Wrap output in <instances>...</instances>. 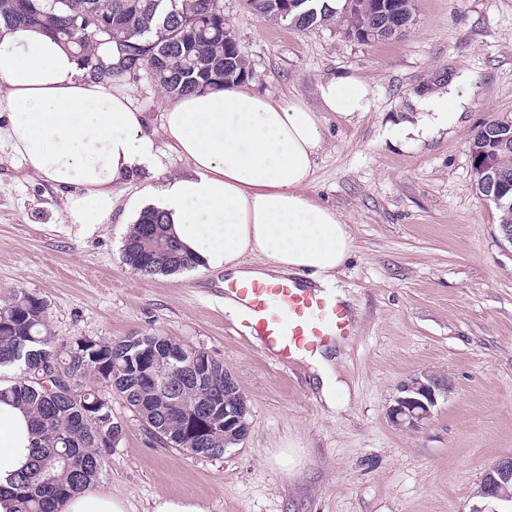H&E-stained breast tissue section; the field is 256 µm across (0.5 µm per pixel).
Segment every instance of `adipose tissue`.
<instances>
[{"label":"adipose tissue","mask_w":512,"mask_h":512,"mask_svg":"<svg viewBox=\"0 0 512 512\" xmlns=\"http://www.w3.org/2000/svg\"><path fill=\"white\" fill-rule=\"evenodd\" d=\"M465 78L420 99L404 132L452 125L471 100ZM320 111L302 100L258 93L239 83L166 99L160 134L147 131L128 95L88 80L71 50L40 29L0 34V149L18 170L65 194L79 230L109 223L112 187L155 168L162 149L187 164L126 206L168 218L169 231L203 270L225 281L296 273L324 289L353 250L349 224L313 199L322 115L368 111L369 84L331 75L317 84ZM32 442L24 409L0 402V485L26 468Z\"/></svg>","instance_id":"adipose-tissue-1"}]
</instances>
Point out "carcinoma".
Returning <instances> with one entry per match:
<instances>
[{
    "mask_svg": "<svg viewBox=\"0 0 512 512\" xmlns=\"http://www.w3.org/2000/svg\"><path fill=\"white\" fill-rule=\"evenodd\" d=\"M259 14L275 19L282 0H250ZM345 23L347 34L363 42L379 40L376 0H301L288 25L309 28ZM42 28L74 48L90 79L110 83L147 68L161 91L188 95L227 82H242L250 71L224 13L213 0H0V27ZM474 156L489 152L496 169L512 181V121L490 119L470 142ZM124 263L143 276L175 274L195 267L168 232L164 214L143 211L123 249ZM48 305L24 288L0 300V371L14 380L0 388V401L31 415V464L8 487L0 486L7 512H64L66 502L94 483L106 456L125 430L112 418L116 396L144 426H155L174 449L196 455L224 454L223 415L193 418L200 400L224 402L240 388L229 384L224 363L201 347L167 336L86 337L58 341L48 327ZM193 354L208 364L203 378L184 368L175 354ZM164 376L167 386L144 380L141 362Z\"/></svg>",
    "mask_w": 512,
    "mask_h": 512,
    "instance_id": "carcinoma-1",
    "label": "carcinoma"
}]
</instances>
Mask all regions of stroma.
Masks as SVG:
<instances>
[{"label":"stroma","instance_id":"stroma-1","mask_svg":"<svg viewBox=\"0 0 512 512\" xmlns=\"http://www.w3.org/2000/svg\"><path fill=\"white\" fill-rule=\"evenodd\" d=\"M414 5L404 35L365 43L339 22L298 30L247 0L221 2L251 89L315 110L325 76L352 74L373 90L368 111L326 114L310 188L354 237L336 277L355 324L335 350L338 410L323 403L307 363L282 367L227 329L223 275L142 276L124 264L125 204L160 173L115 186L111 222L82 232L60 192L0 153V292L44 298L64 341L156 334L204 348L248 399L249 433L219 457L163 447L113 400L125 434L93 491L122 496L128 512H149L158 496L205 512H470L490 465L512 457V245L476 190L469 151L484 122L512 121V0ZM463 75L473 96L456 123L404 138L419 98ZM116 87L159 129L165 95L148 70ZM421 371L453 389L423 429L397 430L387 408Z\"/></svg>","mask_w":512,"mask_h":512}]
</instances>
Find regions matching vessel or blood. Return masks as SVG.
I'll use <instances>...</instances> for the list:
<instances>
[{
    "label": "vessel or blood",
    "instance_id": "1",
    "mask_svg": "<svg viewBox=\"0 0 512 512\" xmlns=\"http://www.w3.org/2000/svg\"><path fill=\"white\" fill-rule=\"evenodd\" d=\"M236 309L228 327L255 338L263 351L289 368L354 332L348 304L299 277H243L224 289Z\"/></svg>",
    "mask_w": 512,
    "mask_h": 512
}]
</instances>
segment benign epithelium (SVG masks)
Here are the masks:
<instances>
[{
	"label": "benign epithelium",
	"instance_id": "1",
	"mask_svg": "<svg viewBox=\"0 0 512 512\" xmlns=\"http://www.w3.org/2000/svg\"><path fill=\"white\" fill-rule=\"evenodd\" d=\"M474 180L493 190L494 200L503 206H512L509 187L501 184L493 166L485 161L472 160ZM452 391L450 380L434 372H421L409 377L397 389L393 404L387 409L392 425L403 430H419L431 419L438 400ZM249 429L241 421L235 407L224 405L225 442H238L246 438ZM512 458L498 460L487 470L480 485L479 496L484 505H475L471 512H498L492 503L512 496Z\"/></svg>",
	"mask_w": 512,
	"mask_h": 512
}]
</instances>
